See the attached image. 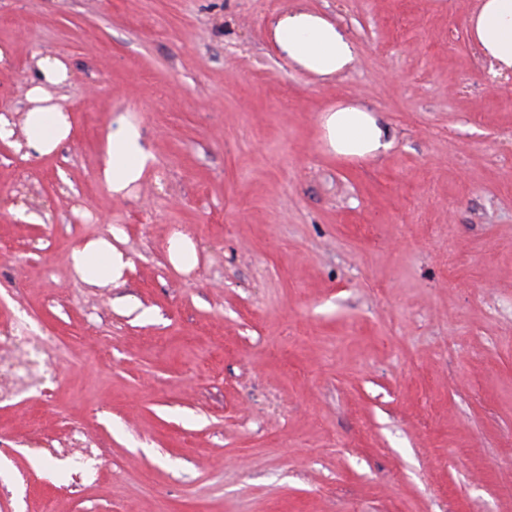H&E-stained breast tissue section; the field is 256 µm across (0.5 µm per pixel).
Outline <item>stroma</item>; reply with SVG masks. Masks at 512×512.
<instances>
[{"instance_id": "1", "label": "stroma", "mask_w": 512, "mask_h": 512, "mask_svg": "<svg viewBox=\"0 0 512 512\" xmlns=\"http://www.w3.org/2000/svg\"><path fill=\"white\" fill-rule=\"evenodd\" d=\"M478 0H0V353L60 337L0 402V512H512V78ZM296 7L353 69L277 51ZM71 134L29 151L36 57ZM359 103L392 147L346 161L320 117ZM155 162L100 177L113 122ZM120 230L97 287L69 255ZM183 233L199 262L168 259ZM467 25L489 73L508 79L512 73V0H479ZM279 53L300 72L326 79L354 68L357 52L343 28L306 8L280 15L273 24Z\"/></svg>"}]
</instances>
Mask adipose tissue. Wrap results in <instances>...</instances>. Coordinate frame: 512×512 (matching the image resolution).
Wrapping results in <instances>:
<instances>
[{
	"label": "adipose tissue",
	"instance_id": "obj_1",
	"mask_svg": "<svg viewBox=\"0 0 512 512\" xmlns=\"http://www.w3.org/2000/svg\"><path fill=\"white\" fill-rule=\"evenodd\" d=\"M468 31L493 76L512 75V0H479L468 20ZM273 41L279 53L300 72L326 79L354 68L357 52L343 28L317 12L296 8L273 24ZM38 82L27 94L23 135L26 146L39 155L52 154L68 138L71 123L55 103L53 87L65 83V63L48 57L35 62ZM322 139L330 153L345 160L373 158L390 148L389 130L367 107L340 103L321 119ZM155 161L145 145L140 126L119 118L108 135L103 153L102 177L114 195H126ZM75 273L85 282L106 286L119 283L129 262L105 238L87 241L69 257Z\"/></svg>",
	"mask_w": 512,
	"mask_h": 512
}]
</instances>
